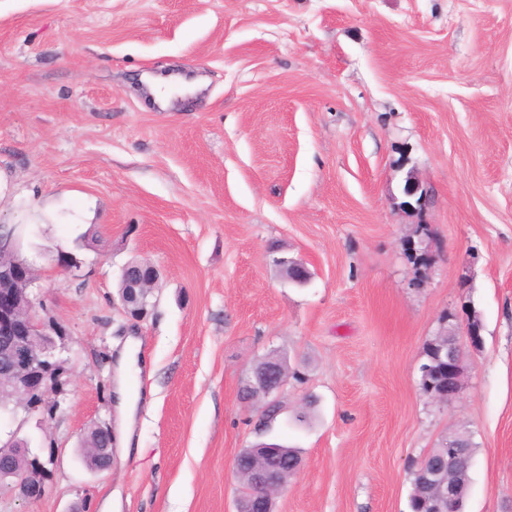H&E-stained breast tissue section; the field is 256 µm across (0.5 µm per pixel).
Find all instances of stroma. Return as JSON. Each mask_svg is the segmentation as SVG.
Returning a JSON list of instances; mask_svg holds the SVG:
<instances>
[{"mask_svg":"<svg viewBox=\"0 0 512 512\" xmlns=\"http://www.w3.org/2000/svg\"><path fill=\"white\" fill-rule=\"evenodd\" d=\"M164 72L204 88L159 109L144 78ZM410 173L419 214L393 203ZM421 222L425 270L405 252ZM0 224L68 380L54 411L0 416L49 464L40 499L5 487L0 512H236L262 409L240 382L273 350L302 375L274 432L304 459L275 512H409L415 464L459 430L464 512H512V0H0ZM133 259L160 272L140 323L118 295ZM469 306L484 344L432 402L424 346ZM130 336L149 366L128 432ZM104 422L93 473L79 439ZM139 342L129 340L123 351L116 358V370L118 377V386L116 389L115 401L117 406L126 412L129 420L132 419L135 403L137 400V388L130 384L128 378L131 370L136 373L139 371L138 363ZM94 432L95 434L98 433V441L105 437L110 439L109 445H107V447L104 448L101 446L100 443L98 445L84 444L82 445V447H85V450L88 455V469L90 471H102L104 468L101 467V461L107 456L111 457V454L113 452L112 431L108 425L100 424L94 427ZM451 443L457 445V449L459 452L457 479L461 483L462 489L459 495V500L455 506L456 511L452 512H462L464 502L466 500L469 487L471 484V470L473 467L476 446L472 441L471 436L467 432L454 433Z\"/></svg>","mask_w":512,"mask_h":512,"instance_id":"1","label":"stroma"}]
</instances>
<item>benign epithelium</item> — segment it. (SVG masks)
<instances>
[{
  "mask_svg": "<svg viewBox=\"0 0 512 512\" xmlns=\"http://www.w3.org/2000/svg\"><path fill=\"white\" fill-rule=\"evenodd\" d=\"M121 301L125 314L133 321L144 320L149 309L140 305L145 288L151 286L148 279L123 267ZM33 266L20 255L19 239L0 225V379L14 386L27 408L42 404H57V397L65 391L66 380L62 362L55 359L57 349L55 336L60 334L57 325L40 318L34 310L30 287L35 283ZM482 325L476 314H471L465 331L452 332L448 347V384L440 392L427 393L435 401H452L462 386L461 364L464 346L478 349L482 345ZM289 374L273 362L255 363L250 368V379L245 387L248 397L262 396L268 404L276 405L288 384ZM88 469L101 471V461L112 454V445L102 447L85 445ZM239 477H248L251 485L249 496L238 501L237 512H250L257 506L262 512H273V497L285 483L271 476L265 469L256 467L244 471L242 464L234 462ZM427 486L429 498L441 504L453 503L457 486L453 481L443 483L432 480V473L424 464L417 466ZM46 467L42 462L24 471L10 461L0 462V483L10 480L20 495L28 500L42 496Z\"/></svg>",
  "mask_w": 512,
  "mask_h": 512,
  "instance_id": "benign-epithelium-1",
  "label": "benign epithelium"
}]
</instances>
